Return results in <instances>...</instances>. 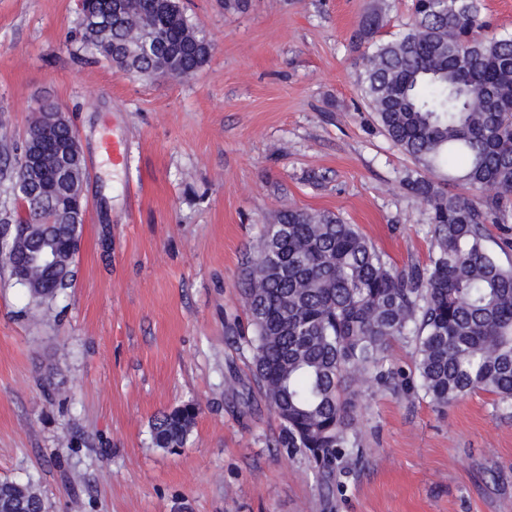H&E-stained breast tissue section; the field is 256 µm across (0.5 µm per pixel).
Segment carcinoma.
Returning <instances> with one entry per match:
<instances>
[{"label": "carcinoma", "instance_id": "obj_1", "mask_svg": "<svg viewBox=\"0 0 512 512\" xmlns=\"http://www.w3.org/2000/svg\"><path fill=\"white\" fill-rule=\"evenodd\" d=\"M159 50L123 51L126 20L108 35L83 26L86 47L120 72L152 78L172 55L170 77L195 74L210 41L188 21L180 0H159ZM384 7L359 21L351 47L361 51L360 90L387 138L415 169L401 186L427 206L433 248L424 265L391 266L357 225L333 213L280 212L265 227L242 274L254 327L248 341L253 375L284 423L287 445L333 473L356 446L354 386L379 389L393 378L389 342L411 340L419 387L437 407L477 391L512 408V262L489 247L487 225L512 215V36L489 31L480 0H413L403 32L385 40ZM472 195L451 194L439 172ZM29 212L2 220L0 262L30 265L20 285L39 308L67 287L74 256L49 283L32 256L36 242L60 243L74 224H34L47 199L19 195ZM199 414L188 403L160 414L152 427L158 448L182 447ZM34 481H0V512H48Z\"/></svg>", "mask_w": 512, "mask_h": 512}]
</instances>
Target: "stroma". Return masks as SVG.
<instances>
[{"mask_svg":"<svg viewBox=\"0 0 512 512\" xmlns=\"http://www.w3.org/2000/svg\"><path fill=\"white\" fill-rule=\"evenodd\" d=\"M182 3L214 49L174 80L87 49L77 0H0V162L56 101L88 199L51 316L0 266V480L36 479L51 512H512V410L481 391L435 408L410 343L390 344L391 388L362 391L328 495L253 378L242 271L280 211L338 214L399 269L428 260L414 164L360 96L371 0ZM190 401L186 444L155 447L154 418Z\"/></svg>","mask_w":512,"mask_h":512,"instance_id":"1","label":"stroma"}]
</instances>
